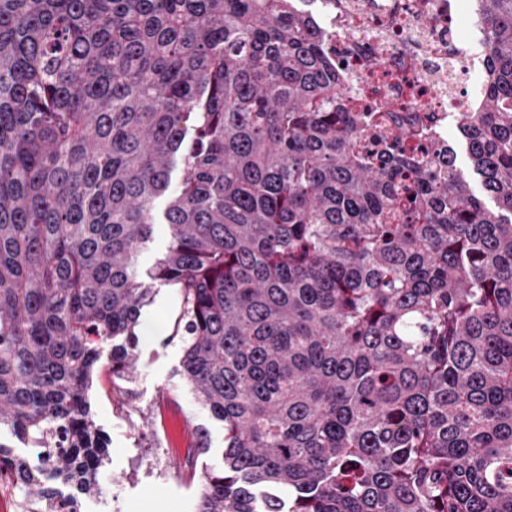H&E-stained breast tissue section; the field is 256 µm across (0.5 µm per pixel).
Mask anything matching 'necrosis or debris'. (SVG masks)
Here are the masks:
<instances>
[{
	"instance_id": "4bbe7bcc",
	"label": "necrosis or debris",
	"mask_w": 512,
	"mask_h": 512,
	"mask_svg": "<svg viewBox=\"0 0 512 512\" xmlns=\"http://www.w3.org/2000/svg\"><path fill=\"white\" fill-rule=\"evenodd\" d=\"M369 111L447 135L448 116L478 110L485 95L484 22L459 0H298ZM387 72L374 85L375 69Z\"/></svg>"
}]
</instances>
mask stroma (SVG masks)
<instances>
[{"mask_svg": "<svg viewBox=\"0 0 512 512\" xmlns=\"http://www.w3.org/2000/svg\"><path fill=\"white\" fill-rule=\"evenodd\" d=\"M178 288L160 286L145 306L137 333L139 365L129 393L113 392L109 374L95 382V421L111 439L99 481L124 488L119 501L97 509L96 498L82 499L80 512H194L195 488L185 476V455L207 430L208 449L194 463L204 469L219 457L224 429L189 392L182 374L181 346L175 334L180 313Z\"/></svg>", "mask_w": 512, "mask_h": 512, "instance_id": "obj_1", "label": "stroma"}]
</instances>
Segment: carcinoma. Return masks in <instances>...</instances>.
Masks as SVG:
<instances>
[{
    "label": "carcinoma",
    "mask_w": 512,
    "mask_h": 512,
    "mask_svg": "<svg viewBox=\"0 0 512 512\" xmlns=\"http://www.w3.org/2000/svg\"><path fill=\"white\" fill-rule=\"evenodd\" d=\"M456 144L366 112L297 0H0V477L100 496L157 285L224 426L195 512H512V0ZM164 202L157 211L158 202ZM168 243L148 270L153 225ZM73 490L65 496L53 485Z\"/></svg>",
    "instance_id": "carcinoma-1"
}]
</instances>
